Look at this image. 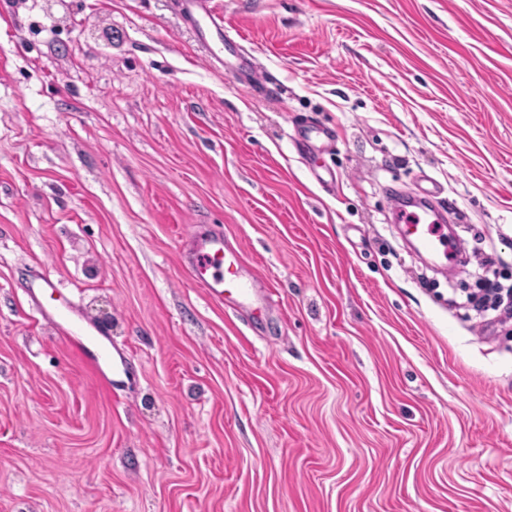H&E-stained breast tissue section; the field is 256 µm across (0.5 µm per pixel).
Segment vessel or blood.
<instances>
[{
  "mask_svg": "<svg viewBox=\"0 0 512 512\" xmlns=\"http://www.w3.org/2000/svg\"><path fill=\"white\" fill-rule=\"evenodd\" d=\"M211 4L212 0H176L180 16L197 30L201 48L218 69L246 81L256 80L254 58L228 36L222 16ZM296 133L300 146L317 152L326 150L335 140L333 127L308 121L297 123ZM441 193L436 183L414 192L395 189L390 192L388 203L404 236L417 242L443 269L452 272L462 261L463 251L459 238L448 232L449 224L455 223L456 217L452 210L441 205ZM185 256L196 283L212 299L238 305H249L259 299L260 286L247 275L238 249L225 243L223 233L216 232L201 239L187 237ZM69 311L70 306L65 302L56 307L62 334L95 366L111 364V354L100 344L97 331L72 323Z\"/></svg>",
  "mask_w": 512,
  "mask_h": 512,
  "instance_id": "obj_1",
  "label": "vessel or blood"
}]
</instances>
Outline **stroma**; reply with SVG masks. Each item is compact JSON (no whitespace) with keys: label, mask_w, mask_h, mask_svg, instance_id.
Wrapping results in <instances>:
<instances>
[{"label":"stroma","mask_w":512,"mask_h":512,"mask_svg":"<svg viewBox=\"0 0 512 512\" xmlns=\"http://www.w3.org/2000/svg\"><path fill=\"white\" fill-rule=\"evenodd\" d=\"M173 2L0 0V512H512V320L460 290L484 253L512 285V0H215L270 96ZM424 175L451 275L386 221ZM189 231L240 248L266 320L190 278ZM295 127L299 145L315 152L325 151L335 140L334 128L327 125L303 121ZM69 311L70 305L67 302H60L56 306V318L61 325L62 334L96 367L101 368L108 365L111 361V354L100 344L97 338V336L103 335L102 332L98 329L89 331L76 323H72ZM77 336H83V338Z\"/></svg>","instance_id":"obj_1"}]
</instances>
